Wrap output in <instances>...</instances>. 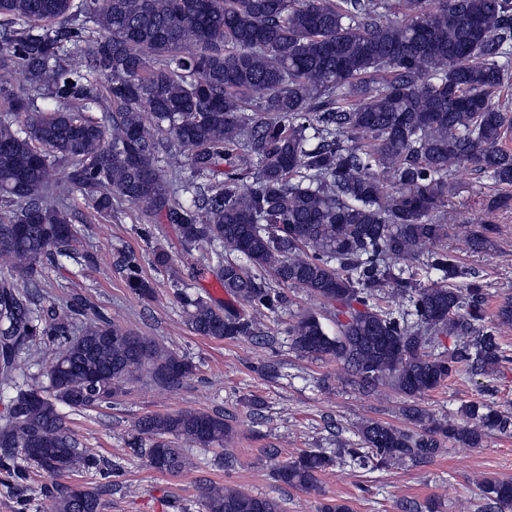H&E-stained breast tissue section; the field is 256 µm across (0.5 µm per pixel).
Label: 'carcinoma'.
Returning a JSON list of instances; mask_svg holds the SVG:
<instances>
[{"label":"carcinoma","instance_id":"carcinoma-1","mask_svg":"<svg viewBox=\"0 0 512 512\" xmlns=\"http://www.w3.org/2000/svg\"><path fill=\"white\" fill-rule=\"evenodd\" d=\"M78 54L83 71L70 66ZM511 76L512 0H0V264L22 279H0V382L28 365L29 342L56 346L47 385L9 400L0 470L21 482L32 465L53 482L112 474L68 436L60 406L107 405L145 368L168 388L193 371L104 316L70 336L78 302L53 323L30 306L47 262L81 258L70 208L50 196L62 164L95 213L112 216L118 198L145 224L174 225L187 248L211 247L225 292L252 315L183 293L199 336L263 335L255 315L286 307L289 287L331 305L337 326L330 336L320 314L297 316L284 330L293 349L335 359L366 391L390 385L414 398L464 367L487 373L512 360L499 342L512 302L490 315L483 283H455L464 272L437 217L456 165L512 186V110L499 103ZM45 98L58 107L41 110ZM511 202L492 201L467 235L471 252L494 245V211ZM416 261L437 279L421 282ZM122 268L130 290L153 295L135 255ZM404 412L414 429L365 421L359 447L305 451L277 480L311 491L337 459L428 463L443 437L477 447L512 425L488 404L465 407L462 424L417 404ZM230 436L224 415L184 410L141 417L130 445L150 440V466L182 472L193 462L178 444L222 447ZM482 486L501 512L512 508V482ZM40 495L55 512H101L85 490L45 484ZM201 506L283 512L278 498L220 484Z\"/></svg>","mask_w":512,"mask_h":512}]
</instances>
